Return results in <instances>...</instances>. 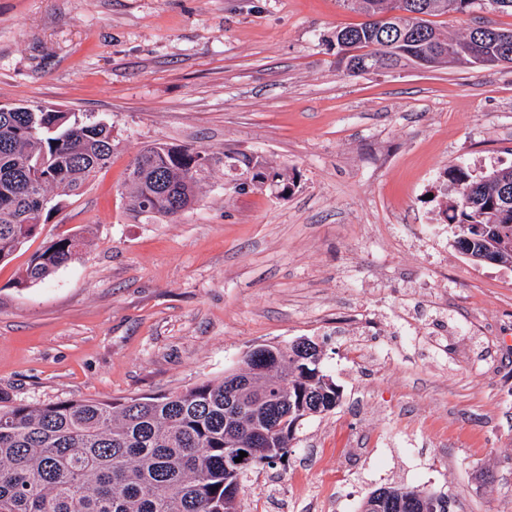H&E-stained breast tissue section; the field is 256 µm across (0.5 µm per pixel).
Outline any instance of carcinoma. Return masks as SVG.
<instances>
[{"label":"carcinoma","instance_id":"1","mask_svg":"<svg viewBox=\"0 0 512 512\" xmlns=\"http://www.w3.org/2000/svg\"><path fill=\"white\" fill-rule=\"evenodd\" d=\"M366 21L336 28L337 54L350 45L366 70L417 59L433 67L453 62L497 65L511 53L490 26L450 38L428 17L467 14L477 0H341ZM178 146L151 144L132 161L145 172L131 184L128 209L168 217L175 203L194 204L210 167L206 151L177 154ZM112 156V130L83 123L69 112L38 107L0 111V262L37 234L52 198L77 196L88 178ZM261 160L224 155L237 171L235 189L262 191ZM455 196L445 211L455 248L474 264L494 250L512 266V223L499 216V186L512 184V167L477 182L462 166L448 172ZM87 245L80 232L60 235L36 252L20 283L45 280L71 263ZM265 359L157 397L123 401L82 400L40 407L0 406V512H240L238 494L247 474L286 457L296 422L336 408L339 392L322 369L321 351L310 339L267 345ZM244 451L247 457L234 458ZM396 500L448 498L387 487Z\"/></svg>","mask_w":512,"mask_h":512}]
</instances>
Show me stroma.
Returning a JSON list of instances; mask_svg holds the SVG:
<instances>
[{
	"label": "stroma",
	"instance_id": "35a3bbf8",
	"mask_svg": "<svg viewBox=\"0 0 512 512\" xmlns=\"http://www.w3.org/2000/svg\"><path fill=\"white\" fill-rule=\"evenodd\" d=\"M479 17L512 29L486 4L431 22L457 37ZM362 20L340 0H0V104L107 124L114 144L0 262L6 404L159 396L307 338L340 402L249 474L241 512H360L395 485L512 512V268L470 262L440 212L452 167H512V64L351 74L327 38ZM150 144L212 159L173 219L127 208ZM228 152L293 169L294 191H236ZM82 230L78 259L20 284ZM87 242V238L81 232L60 235L50 241L32 256L22 273L20 284L45 280L60 267L77 259Z\"/></svg>",
	"mask_w": 512,
	"mask_h": 512
}]
</instances>
